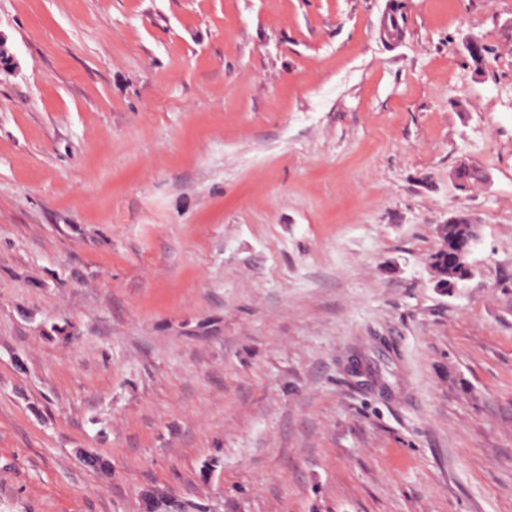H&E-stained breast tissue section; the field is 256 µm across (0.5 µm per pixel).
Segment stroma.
<instances>
[{"label": "stroma", "mask_w": 512, "mask_h": 512, "mask_svg": "<svg viewBox=\"0 0 512 512\" xmlns=\"http://www.w3.org/2000/svg\"><path fill=\"white\" fill-rule=\"evenodd\" d=\"M0 35V512H512V0H0ZM468 229V225L465 222H459L458 224H443L442 226H436V233L439 240V247L431 254L430 260H433L435 264H440V258L448 253V236L454 235L459 232H465ZM472 225L474 229L453 239L454 251L453 254L448 257V269L443 265L439 267L440 278L447 280L441 281L440 287L455 288L463 281L472 278L473 269L470 262L467 261V258L471 257L473 250L479 243L480 236L479 224ZM448 270H452V280H448Z\"/></svg>", "instance_id": "obj_1"}]
</instances>
